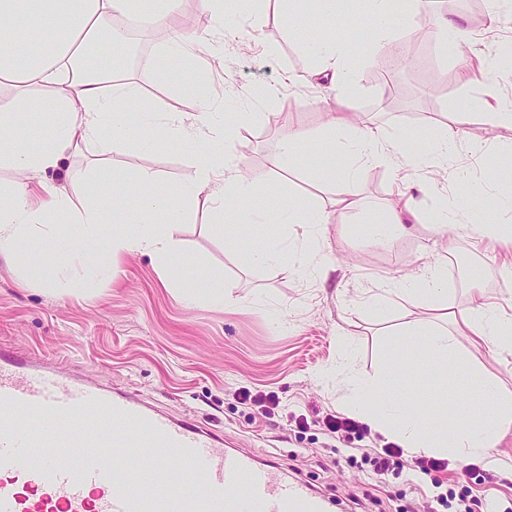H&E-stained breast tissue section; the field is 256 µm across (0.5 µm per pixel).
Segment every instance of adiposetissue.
Wrapping results in <instances>:
<instances>
[{
    "instance_id": "ef3b65f1",
    "label": "adipose tissue",
    "mask_w": 512,
    "mask_h": 512,
    "mask_svg": "<svg viewBox=\"0 0 512 512\" xmlns=\"http://www.w3.org/2000/svg\"><path fill=\"white\" fill-rule=\"evenodd\" d=\"M180 0H0V167L10 168L14 180L0 184V257H23L35 272L55 277L81 262L88 249L108 238V257L136 251L156 254L169 268L185 260L179 239L188 220L190 205L199 197L210 200L209 222L222 228L228 217L253 224L261 236L247 252L250 263L272 265L293 273L282 227H303L304 253L308 265L321 271L313 248L318 228L328 223L319 206L294 205L287 196L270 194L266 210L249 208L252 185L243 175L244 159L234 149L236 133L250 123L248 112L223 120L210 112V86L193 64L188 63L190 35L171 25ZM314 16L300 35L320 66L330 70L332 81L346 86L353 74L349 57L387 46L398 18L418 14L420 0H363L371 19L367 32L339 43L324 27L332 22L339 0H314ZM141 16L144 23L165 29L160 55L171 62L161 70L160 83L172 91L190 89L201 101L194 112H159L137 109L142 93L127 77L125 61L94 56L102 43L125 47L131 35L117 18ZM54 41L53 52L43 45ZM42 114L36 137H29L26 117ZM175 140L191 151L192 178L172 183L157 172L140 169L133 173L108 170L106 175L85 174L82 184L87 199L75 205L67 188L47 181L48 171L57 169L80 145H90L104 154L118 145L149 150L159 141ZM328 147L324 175L339 181V194L348 207H356L352 187L363 170L389 158H397L407 171L447 173L453 154L447 138L422 146L412 132L386 137L344 112H329L319 133L289 128L280 142L283 163L298 164L315 143ZM142 187L129 192L130 184ZM464 213L475 216L473 232L479 242L512 244V226L501 223L497 212L512 211V166L490 169L485 184L471 194ZM113 222L125 230L104 236L103 226ZM396 299L424 303L438 318L424 331L427 365H443L454 355L460 337H468L474 348L490 347L512 354V316L472 295L457 332L443 321L448 317L446 271L423 264L413 277L393 278L372 295L374 309Z\"/></svg>"
}]
</instances>
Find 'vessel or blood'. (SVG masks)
Returning a JSON list of instances; mask_svg holds the SVG:
<instances>
[{
  "instance_id": "1",
  "label": "vessel or blood",
  "mask_w": 512,
  "mask_h": 512,
  "mask_svg": "<svg viewBox=\"0 0 512 512\" xmlns=\"http://www.w3.org/2000/svg\"><path fill=\"white\" fill-rule=\"evenodd\" d=\"M175 460L198 486L176 488ZM0 512H324V503L207 430L0 351Z\"/></svg>"
}]
</instances>
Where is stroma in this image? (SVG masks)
Segmentation results:
<instances>
[{
	"label": "stroma",
	"instance_id": "obj_1",
	"mask_svg": "<svg viewBox=\"0 0 512 512\" xmlns=\"http://www.w3.org/2000/svg\"><path fill=\"white\" fill-rule=\"evenodd\" d=\"M439 9L438 0H430L394 36L398 42L421 36L424 68L386 81L376 73L373 57H363L350 63L355 83L347 91L311 78L316 60L289 29L283 0H265L253 15L233 20L237 35L225 41L223 64L216 68L208 64L214 40L210 16L199 0H183L180 18L197 37L190 53L210 74L214 109L224 111L232 96L233 111L254 115L236 148L258 197L278 191L300 204L327 206L330 222L320 227L316 242L325 274L303 268L302 229L295 225L285 236L300 273L289 276L249 263L254 227L239 225L233 239L225 240L209 224V203L202 197L181 228L189 261L171 270L152 253L122 254L105 276L97 249L75 273L49 286L23 265L0 260V349L34 356L176 421L210 429L226 449L260 464L276 462L320 497L326 512H448L431 495L438 479L471 500L476 512H512L510 468L491 471L474 462L460 475L452 462L441 473L378 476L369 466L350 465L347 450L386 447L385 437L361 423L343 443L327 426L343 415L345 391L333 374L339 360H348L362 376L386 369L405 379L418 375L424 349L415 331L427 326L430 314L411 301L372 310L368 298L387 279L418 273L426 261L445 265L448 305L456 315H464L470 293L477 291L512 315V267L504 266L503 249L476 244L468 226L439 236L427 214L440 195L464 202L489 168L512 156V127L490 125L482 106L492 96L512 100V67L462 71L431 22ZM446 11L469 27L476 51L512 46V14L500 0H454ZM164 40L148 28L134 47L132 74L145 88L142 103L168 112L196 111L194 94L173 93L155 79L164 65L157 54ZM464 104L469 114L460 124L455 114ZM331 109L391 134L404 129L429 137L446 129L455 134L454 170L430 184L416 218L407 220L406 231L390 246L374 245L369 235L370 223L388 220L405 204L390 164L361 175L355 186L359 206L347 210L334 205V188L322 178V151L293 168L280 160L284 130L272 125V117L287 114L293 127L316 133ZM108 161L120 172L150 168L172 182L193 175L176 142L149 152L120 146ZM464 251L475 258L472 270L450 268V255ZM218 268L233 302L227 309L193 293ZM460 351L512 392V355L476 349L465 340ZM245 391L264 396V403L243 401Z\"/></svg>",
	"mask_w": 512,
	"mask_h": 512
}]
</instances>
